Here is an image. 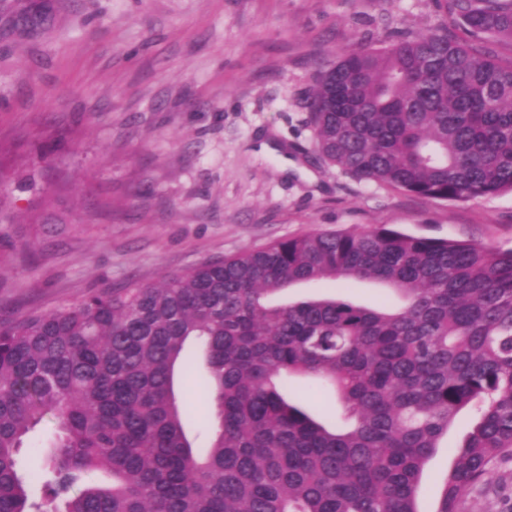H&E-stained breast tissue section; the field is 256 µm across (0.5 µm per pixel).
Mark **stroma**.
Wrapping results in <instances>:
<instances>
[{
	"instance_id": "1",
	"label": "stroma",
	"mask_w": 512,
	"mask_h": 512,
	"mask_svg": "<svg viewBox=\"0 0 512 512\" xmlns=\"http://www.w3.org/2000/svg\"><path fill=\"white\" fill-rule=\"evenodd\" d=\"M403 29L455 32L436 0H0V316L52 310L270 242L392 224L512 248V194L423 199L319 159L304 97L344 50ZM398 306L363 282L292 299ZM176 392L206 440L207 392ZM476 419L463 408L425 467L430 512ZM462 512H512V459L467 487Z\"/></svg>"
}]
</instances>
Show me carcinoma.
<instances>
[{
    "label": "carcinoma",
    "instance_id": "obj_1",
    "mask_svg": "<svg viewBox=\"0 0 512 512\" xmlns=\"http://www.w3.org/2000/svg\"><path fill=\"white\" fill-rule=\"evenodd\" d=\"M462 35L395 31L316 73L320 158L428 199L512 192V0H437ZM386 285L390 309L341 297L279 302L298 284ZM214 408L187 433L178 368ZM334 389L320 414L292 384ZM477 419L432 512L512 456V248L390 224L282 239L0 319V512H421V478L457 413ZM54 438L40 487L29 434ZM52 432L53 426L51 424H42L30 434L26 448H23L21 453L25 463V475L40 469L43 450L49 445Z\"/></svg>",
    "mask_w": 512,
    "mask_h": 512
}]
</instances>
